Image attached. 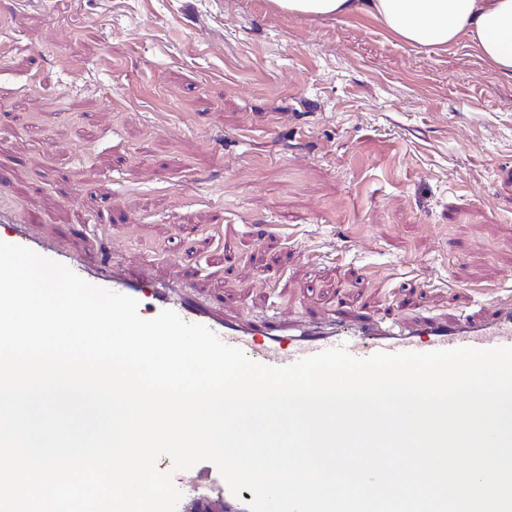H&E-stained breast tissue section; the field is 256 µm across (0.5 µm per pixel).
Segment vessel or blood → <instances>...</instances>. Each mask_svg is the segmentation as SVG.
I'll return each mask as SVG.
<instances>
[{"instance_id": "1", "label": "vessel or blood", "mask_w": 512, "mask_h": 512, "mask_svg": "<svg viewBox=\"0 0 512 512\" xmlns=\"http://www.w3.org/2000/svg\"><path fill=\"white\" fill-rule=\"evenodd\" d=\"M0 242L22 245L64 264L89 283L137 299L138 313L151 319L161 311L176 312L183 320L201 324L223 342L241 349L252 361L281 367L324 350L342 347L357 358L379 352H430L457 347L490 349L512 347V297L494 298L480 316L459 315L439 319L428 314L411 320L385 321L371 313L339 309L326 317H288L269 313L248 320L223 307L197 298L185 283L151 282L128 265L93 267L58 240L37 232L33 225L0 210ZM182 497L176 512H209L220 504L224 512H249L251 490L233 494L217 466L202 461L176 479Z\"/></svg>"}]
</instances>
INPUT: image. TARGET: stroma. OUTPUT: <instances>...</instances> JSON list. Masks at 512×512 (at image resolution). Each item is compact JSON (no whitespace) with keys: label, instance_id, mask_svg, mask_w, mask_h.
Returning a JSON list of instances; mask_svg holds the SVG:
<instances>
[{"label":"stroma","instance_id":"stroma-1","mask_svg":"<svg viewBox=\"0 0 512 512\" xmlns=\"http://www.w3.org/2000/svg\"><path fill=\"white\" fill-rule=\"evenodd\" d=\"M510 168L512 78L465 40L271 0H0V208L228 311L480 314L512 293Z\"/></svg>","mask_w":512,"mask_h":512}]
</instances>
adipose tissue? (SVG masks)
Masks as SVG:
<instances>
[{"label": "adipose tissue", "mask_w": 512, "mask_h": 512, "mask_svg": "<svg viewBox=\"0 0 512 512\" xmlns=\"http://www.w3.org/2000/svg\"><path fill=\"white\" fill-rule=\"evenodd\" d=\"M300 16H365L398 41L431 51L468 39L480 57L512 77V0H274Z\"/></svg>", "instance_id": "obj_1"}]
</instances>
